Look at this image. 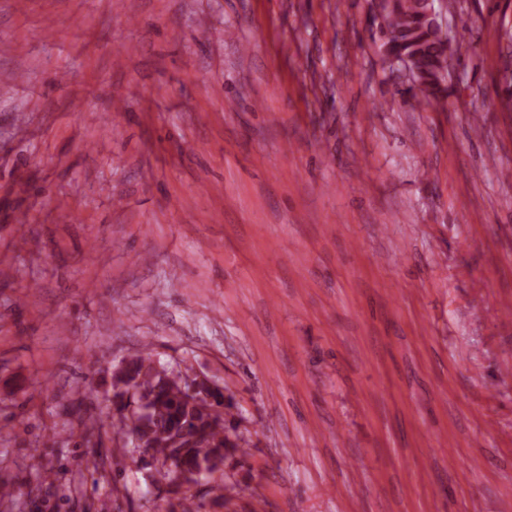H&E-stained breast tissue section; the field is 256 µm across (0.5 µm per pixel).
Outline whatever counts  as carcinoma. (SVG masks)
I'll use <instances>...</instances> for the list:
<instances>
[{"label": "carcinoma", "instance_id": "1", "mask_svg": "<svg viewBox=\"0 0 512 512\" xmlns=\"http://www.w3.org/2000/svg\"><path fill=\"white\" fill-rule=\"evenodd\" d=\"M378 26L385 34L388 55L412 65L414 79L397 93L417 103L436 106L451 93L448 47L442 39L439 14L433 0H377ZM196 373L186 366L173 370L155 363L148 353L128 359L122 376L112 378L105 406V419L112 426V440L131 442L132 435L144 441L145 450L160 464V479L169 492L178 494L177 469L205 470L211 475L233 453L246 454L236 425L227 414L211 415L194 400ZM69 415H78L82 441L103 448L96 419L73 403L62 405Z\"/></svg>", "mask_w": 512, "mask_h": 512}]
</instances>
